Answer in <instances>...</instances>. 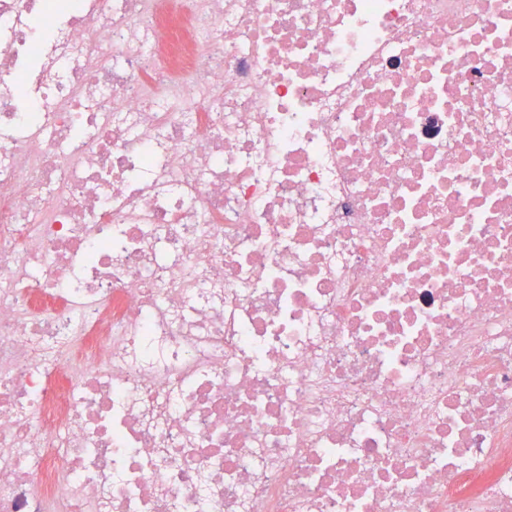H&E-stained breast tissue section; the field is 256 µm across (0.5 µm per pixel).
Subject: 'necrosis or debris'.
I'll return each mask as SVG.
<instances>
[{"label":"necrosis or debris","mask_w":512,"mask_h":512,"mask_svg":"<svg viewBox=\"0 0 512 512\" xmlns=\"http://www.w3.org/2000/svg\"><path fill=\"white\" fill-rule=\"evenodd\" d=\"M0 512H512V0H0Z\"/></svg>","instance_id":"4bbe7bcc"}]
</instances>
